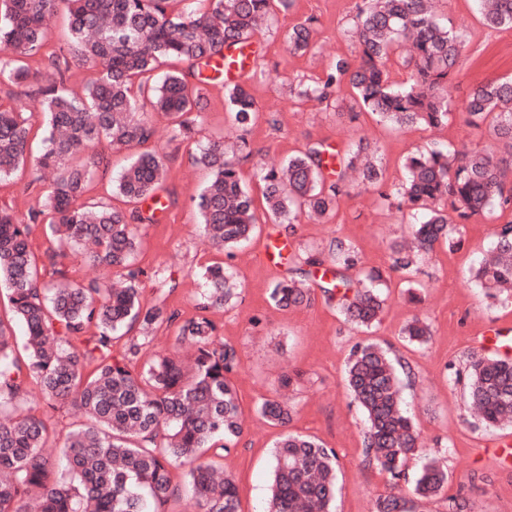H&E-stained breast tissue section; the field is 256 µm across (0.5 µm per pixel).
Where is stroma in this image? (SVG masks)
I'll list each match as a JSON object with an SVG mask.
<instances>
[{"label": "stroma", "instance_id": "1", "mask_svg": "<svg viewBox=\"0 0 512 512\" xmlns=\"http://www.w3.org/2000/svg\"><path fill=\"white\" fill-rule=\"evenodd\" d=\"M355 3L291 0L279 10L272 28L254 37L259 67L247 89L260 116L245 135L251 157L240 164L249 187L258 184L256 165H280L315 141L345 148L366 138L377 146L391 183L403 178L402 161L412 151L485 146V138L459 115L441 127L396 131L355 108L345 89L339 91L337 105L329 107L289 96L288 83L324 76L336 57H355L353 41L343 34ZM443 8L470 36V50L448 78V95L459 107L472 87L512 75V30L486 28L475 0H444ZM305 22L312 28L314 50L289 51L285 34ZM153 122L149 146L165 157L171 197L157 223L138 229L141 246L136 264L146 272L143 298L150 303L164 299L168 310L183 322L198 312L201 286L195 272L200 266L227 261L243 286L239 298L208 313L217 327V342L232 344L241 357L234 382L243 433L236 448L217 461L236 481L240 512L267 509L270 452L280 429L257 408L261 398L276 394L293 408L290 431L313 436L335 449L340 460L335 512H373L377 495L389 492L386 475L362 463V418L345 388L349 350L366 338L391 347L413 370L415 382L405 389V399L424 446L448 469L444 495L420 502L417 512H448L449 497L460 493L469 496L472 512H512V428L477 423L468 410L465 387L455 379L471 353L499 352V345L482 338L487 325L512 326V303H489L470 280V269L491 243L495 227L512 219V214L496 212L472 219L460 229V248L436 246L409 274L391 268V246L407 234V223L400 211L382 204L375 189L364 187L341 196L328 221L305 220L291 229L263 221L251 243L229 254L220 252L198 231L195 201L208 178L207 170L195 164L190 145L172 140L166 118L157 115ZM238 134L223 80H210L201 101L197 139L232 140ZM32 169V164H25L0 181V206H7L20 219L48 189L47 183L33 182ZM336 239L355 248L359 269L382 273L386 280L387 305L380 323L369 331L345 322L318 292L310 305L286 311L268 301L271 285L286 277L289 267L302 265L311 254L330 259V244ZM274 240L288 244L283 265L277 269L256 259L263 246ZM169 276L178 281L171 293L163 285ZM416 315L428 318L432 325L433 334L423 345L410 344L400 334ZM294 372L298 380L282 387V378Z\"/></svg>", "mask_w": 512, "mask_h": 512}]
</instances>
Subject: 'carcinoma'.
I'll use <instances>...</instances> for the list:
<instances>
[{
	"instance_id": "1",
	"label": "carcinoma",
	"mask_w": 512,
	"mask_h": 512,
	"mask_svg": "<svg viewBox=\"0 0 512 512\" xmlns=\"http://www.w3.org/2000/svg\"><path fill=\"white\" fill-rule=\"evenodd\" d=\"M67 4L68 39L51 48L46 16ZM0 0V80L22 86L30 79L26 60L51 61L52 78L0 104V179L11 177L31 155L34 113L24 98L35 96L45 119L36 170L54 168L49 194L31 208L27 222L0 206V277L8 287L12 320L0 317V512H164L181 496L173 470L186 469L193 512H239L234 479L221 475L207 454L222 457L243 433L234 375L240 358L234 346L214 340L206 312L239 296L240 282L224 263L202 267L203 291L196 318L177 326L176 342L190 340L194 354L157 356L138 372L134 360L142 344L121 352L117 338L139 328L149 334L174 325L164 303L146 305L140 288L144 271L132 257L139 224L158 221L145 203L170 197L163 156L147 150L132 157L114 180L113 192L132 204L121 210L81 201L85 185L104 153L84 154L102 139L120 151L145 145L154 135L145 104L165 116L172 138L193 139L200 115L202 70L224 59L227 47L249 42L275 20L283 0ZM483 24L512 29V0H478ZM348 36L354 59L337 57L325 79L298 84L299 99L327 98L334 86L350 90L355 105L378 121L402 130L448 123L453 103L448 77L460 65L470 40L438 14L435 0H364ZM288 49L311 47V31L293 26ZM409 70L399 85L389 63ZM165 62L173 70L155 71ZM91 71L86 93L66 88L71 65ZM236 123L245 129L259 112L241 80L226 86ZM466 122L490 141L483 149L435 148L408 155L405 179L383 191L384 172L363 140L341 153L316 142L280 168L258 169L268 220L297 224L303 216L329 217L337 199L356 182L379 190L382 202L400 199L410 212V234L392 246L394 266L408 269L442 241L456 247L457 226L493 211H512V78L473 87L463 103ZM246 140L213 139L196 145V162L210 172L195 207L199 229L221 251L239 247L257 224L251 190L243 182L240 154ZM335 181L326 183V176ZM48 221L50 236L87 247L88 261L116 270L115 277L86 285L43 278L29 248L30 227ZM336 267L317 275L324 261L308 256L295 275L276 282L270 302L280 310L301 307L320 289L326 303L358 328L380 322L387 297L381 275L355 279L354 249L332 244ZM473 282L486 299L512 295V221L496 226L491 247L472 268ZM24 328L23 342L12 322ZM96 325L98 333L88 334ZM411 343L424 344L430 325L416 317L401 330ZM91 373H85L87 366ZM407 362L373 342L353 345L345 364L346 389L363 421V463L388 476L393 491L374 501V512H415L416 502L441 495L448 470L423 453L420 433L403 398L402 381L412 384ZM471 410L487 428L512 426V359L473 355L466 368ZM39 402L31 403V385ZM75 412L81 420L67 435L56 465L43 453L51 414ZM260 412L285 431L273 444L267 512H333L338 457L311 436L286 430L288 405L264 398ZM421 456L410 494L399 490L407 462Z\"/></svg>"
}]
</instances>
